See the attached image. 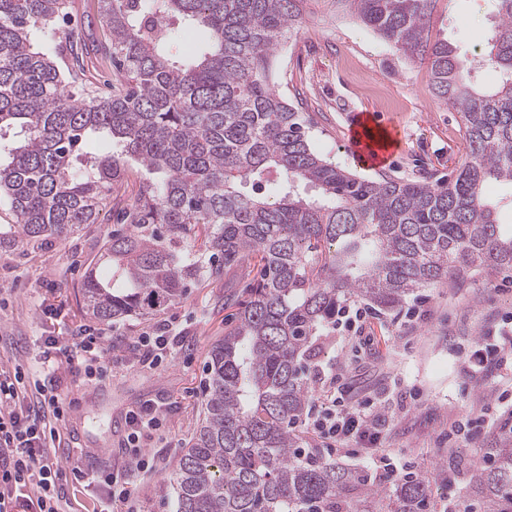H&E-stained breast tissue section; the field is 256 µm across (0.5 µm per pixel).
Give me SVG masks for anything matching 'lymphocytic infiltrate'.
Masks as SVG:
<instances>
[{
    "mask_svg": "<svg viewBox=\"0 0 512 512\" xmlns=\"http://www.w3.org/2000/svg\"><path fill=\"white\" fill-rule=\"evenodd\" d=\"M42 345L46 359L40 373L19 364L0 370V512H17L21 507L26 512H64L67 477L50 453L69 409L58 391L61 374L66 371L101 381L112 372L114 347L104 337L50 336ZM322 407L309 424L328 447L354 441L377 451L386 416L374 400L355 403L339 395L324 399ZM165 415L163 402L155 400L129 411L125 466L89 475L76 473V480L103 491L93 512H112L117 503L126 512H138L130 499V486L149 468L143 439L161 429Z\"/></svg>",
    "mask_w": 512,
    "mask_h": 512,
    "instance_id": "f902f5d3",
    "label": "lymphocytic infiltrate"
}]
</instances>
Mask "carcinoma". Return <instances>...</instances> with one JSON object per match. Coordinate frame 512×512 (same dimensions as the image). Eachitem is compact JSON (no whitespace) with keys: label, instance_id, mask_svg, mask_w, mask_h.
I'll return each mask as SVG.
<instances>
[{"label":"carcinoma","instance_id":"obj_1","mask_svg":"<svg viewBox=\"0 0 512 512\" xmlns=\"http://www.w3.org/2000/svg\"><path fill=\"white\" fill-rule=\"evenodd\" d=\"M308 0H99L112 49L102 99L66 81L69 43L34 49L70 0H0V196L15 223L0 249L40 247L96 223L136 157L155 179L124 210L81 286L90 318L157 316L188 288L260 254V280L210 349L199 425L176 461V512H428L430 480L390 481L302 449L304 360L338 309L389 312L416 290L475 269L512 271L491 183L512 185V0H490L481 57L498 85L476 86L468 58L431 37L438 0H328L410 59L460 114L467 156L432 184L367 180L313 149L306 122L270 79ZM185 31L204 33L190 56ZM112 152L86 156L87 140ZM468 471L483 512H512V423Z\"/></svg>","mask_w":512,"mask_h":512}]
</instances>
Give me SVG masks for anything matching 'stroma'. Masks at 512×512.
Returning <instances> with one entry per match:
<instances>
[{"label":"stroma","instance_id":"obj_1","mask_svg":"<svg viewBox=\"0 0 512 512\" xmlns=\"http://www.w3.org/2000/svg\"><path fill=\"white\" fill-rule=\"evenodd\" d=\"M489 13L487 0H439L432 31L470 55L488 31ZM72 31L88 49L84 78L107 94L112 71L97 51L106 39L98 0H72L69 16L44 33L40 44L50 49ZM273 68L280 95L307 121L314 148L352 174L445 181L466 159L459 114L433 99L427 65L404 58L355 17L333 11L326 0H309L305 24L276 49ZM356 112L378 115L399 135L398 151L382 170L361 168L347 148L349 120ZM148 177L139 161L129 160L123 184L96 223L36 250L22 244L0 250V367H39L42 337L84 329L111 339L119 360L109 379L95 383L78 374L68 377L62 394L72 407L61 430L63 445L52 449L51 458L69 471L77 465L69 447L95 448L99 465L123 467L129 410L149 400L167 402L163 432L147 450L153 468L133 482L131 495L142 512H175L172 472L199 424L205 361L212 344L235 324L260 257L246 256L224 279L189 289L159 317L113 326L91 321L83 310L82 275L111 232L115 211L139 194ZM413 298L424 301L429 312L423 322L407 328L396 314H384L359 340L343 329L326 330L306 366L313 371L341 363L348 395L388 398L386 453L430 475L435 512H446L452 501L460 512H469L474 497L467 472L482 463L490 435L468 441L450 431L483 412L495 421L512 413V399L498 402L494 386L465 364L471 346L512 317V274L490 277L471 270L419 289ZM49 305L56 315L45 314ZM162 321L180 331L178 345L159 368L132 363L129 356L139 337L153 334Z\"/></svg>","mask_w":512,"mask_h":512}]
</instances>
